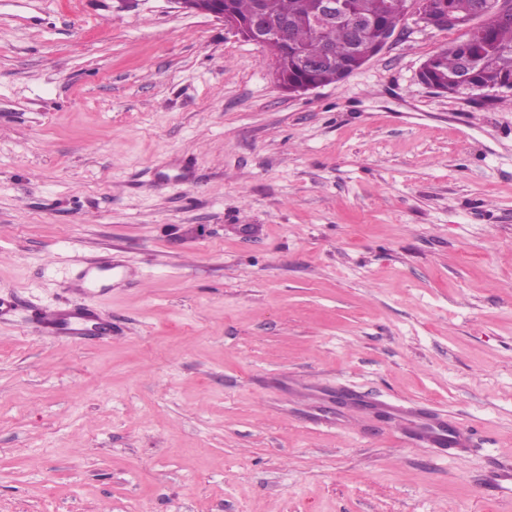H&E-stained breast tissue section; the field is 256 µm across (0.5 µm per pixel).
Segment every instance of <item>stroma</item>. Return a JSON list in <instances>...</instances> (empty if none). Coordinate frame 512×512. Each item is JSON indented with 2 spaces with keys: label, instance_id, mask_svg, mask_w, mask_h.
I'll return each instance as SVG.
<instances>
[{
  "label": "stroma",
  "instance_id": "obj_1",
  "mask_svg": "<svg viewBox=\"0 0 512 512\" xmlns=\"http://www.w3.org/2000/svg\"><path fill=\"white\" fill-rule=\"evenodd\" d=\"M455 38L288 93L173 0H0V512H512V106L420 81ZM110 260L111 338L32 329Z\"/></svg>",
  "mask_w": 512,
  "mask_h": 512
}]
</instances>
